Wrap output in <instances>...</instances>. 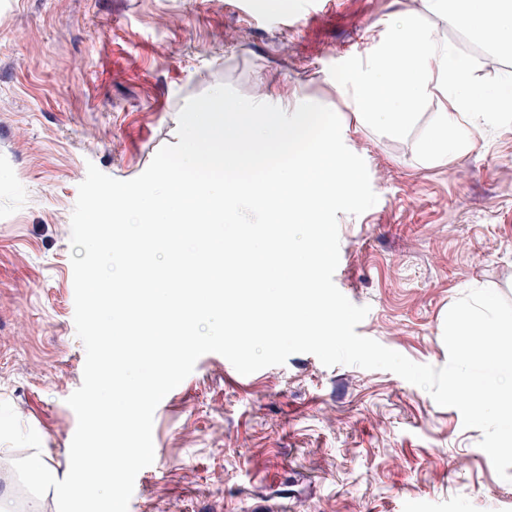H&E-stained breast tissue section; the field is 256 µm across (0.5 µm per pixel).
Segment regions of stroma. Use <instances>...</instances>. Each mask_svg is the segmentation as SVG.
I'll list each match as a JSON object with an SVG mask.
<instances>
[{
    "instance_id": "35a3bbf8",
    "label": "stroma",
    "mask_w": 512,
    "mask_h": 512,
    "mask_svg": "<svg viewBox=\"0 0 512 512\" xmlns=\"http://www.w3.org/2000/svg\"><path fill=\"white\" fill-rule=\"evenodd\" d=\"M409 21L457 49L485 92L512 56L489 52L429 0H0V401L70 467L83 380L74 324L71 214L88 165L139 176L177 143L186 100L226 84L246 98L334 110L377 203L339 214L337 288L369 306L357 334L443 366L447 311L487 287L512 301V112L473 120L445 160L426 143L445 105L431 88L411 121L359 119L339 82ZM460 412L386 370L297 353L239 374L201 356L154 414L153 463L128 512H512V482ZM0 444V512H57L27 497Z\"/></svg>"
}]
</instances>
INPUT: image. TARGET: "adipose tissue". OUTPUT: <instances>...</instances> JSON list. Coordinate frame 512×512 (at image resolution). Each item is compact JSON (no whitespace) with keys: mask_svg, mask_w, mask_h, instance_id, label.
Returning <instances> with one entry per match:
<instances>
[{"mask_svg":"<svg viewBox=\"0 0 512 512\" xmlns=\"http://www.w3.org/2000/svg\"><path fill=\"white\" fill-rule=\"evenodd\" d=\"M449 18L460 21L500 53L512 54V0H432ZM457 50L438 43L431 34L410 24L395 29L387 54L378 67L360 73L352 85H341L355 112L386 116L392 125L407 123L429 86L448 99L430 133L428 151L437 159L461 149L468 136L466 117L482 112H512V74L502 92L489 95L472 81L469 69H449Z\"/></svg>","mask_w":512,"mask_h":512,"instance_id":"1","label":"adipose tissue"}]
</instances>
